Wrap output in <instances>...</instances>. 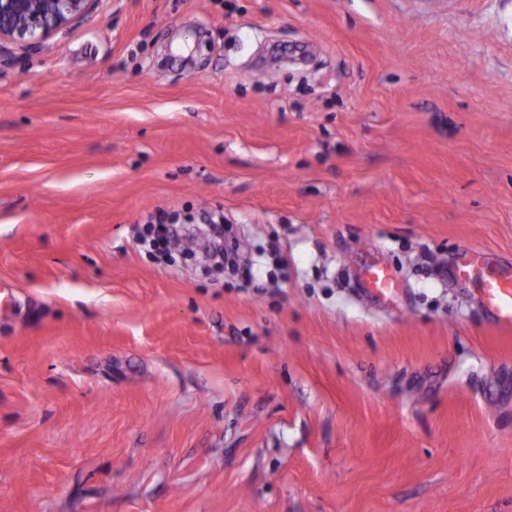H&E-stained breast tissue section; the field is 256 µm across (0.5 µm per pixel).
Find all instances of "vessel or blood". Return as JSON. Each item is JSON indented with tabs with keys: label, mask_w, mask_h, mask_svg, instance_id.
<instances>
[{
	"label": "vessel or blood",
	"mask_w": 512,
	"mask_h": 512,
	"mask_svg": "<svg viewBox=\"0 0 512 512\" xmlns=\"http://www.w3.org/2000/svg\"><path fill=\"white\" fill-rule=\"evenodd\" d=\"M458 275L471 283L497 327L512 330V266L497 265L478 249L462 253L456 267ZM360 287L378 300L394 299L398 284L389 268L378 260L364 262L358 272Z\"/></svg>",
	"instance_id": "b4317fda"
}]
</instances>
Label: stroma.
Returning <instances> with one entry per match:
<instances>
[{"instance_id": "1", "label": "stroma", "mask_w": 512, "mask_h": 512, "mask_svg": "<svg viewBox=\"0 0 512 512\" xmlns=\"http://www.w3.org/2000/svg\"><path fill=\"white\" fill-rule=\"evenodd\" d=\"M467 247L512 264V0H96L0 62V512H512ZM358 281L366 293L381 301H390L399 292V286L389 268L375 259L365 261L360 266Z\"/></svg>"}]
</instances>
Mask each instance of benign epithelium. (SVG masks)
I'll use <instances>...</instances> for the list:
<instances>
[{
  "mask_svg": "<svg viewBox=\"0 0 512 512\" xmlns=\"http://www.w3.org/2000/svg\"><path fill=\"white\" fill-rule=\"evenodd\" d=\"M95 0H0V52L13 45L41 48L87 17Z\"/></svg>",
  "mask_w": 512,
  "mask_h": 512,
  "instance_id": "obj_1",
  "label": "benign epithelium"
}]
</instances>
